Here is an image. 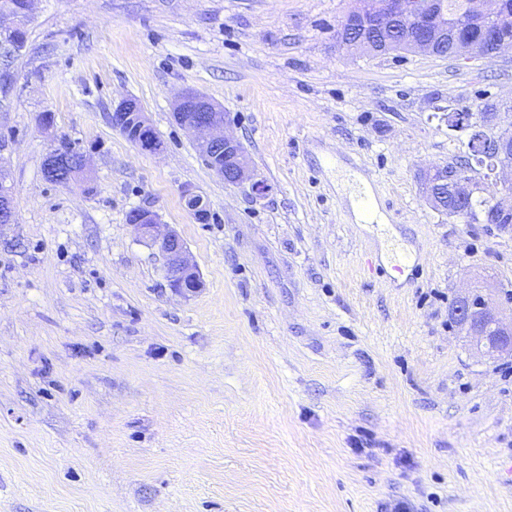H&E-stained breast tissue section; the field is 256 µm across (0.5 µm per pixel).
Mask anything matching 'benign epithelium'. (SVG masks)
<instances>
[{
    "instance_id": "benign-epithelium-1",
    "label": "benign epithelium",
    "mask_w": 512,
    "mask_h": 512,
    "mask_svg": "<svg viewBox=\"0 0 512 512\" xmlns=\"http://www.w3.org/2000/svg\"><path fill=\"white\" fill-rule=\"evenodd\" d=\"M396 23L403 25L406 36L398 41L390 37L382 39L380 51L391 53L402 46L414 53H431L435 45L444 38L463 42L459 57L465 60L482 59L492 53L499 56L502 52L512 50V38L502 34L500 27L512 25V16L503 12L501 0H468L467 23L464 25L450 21L442 10L439 0H367L356 3L343 19L336 37L338 45L353 52H364L368 47L365 33L377 26ZM200 106V113L187 118L184 112L191 107ZM173 115L180 126L195 136L196 145L203 150L209 167L228 185H239L251 178L249 157L240 141L226 133L227 116L221 114V108L215 106L199 92L192 89L181 91L173 104ZM494 129L490 138H480L479 151L484 156L490 171H512V129L499 124V113L483 114L482 126ZM112 128L127 139L150 128V123L139 103L130 97L118 101L112 110ZM64 166L82 175L89 172L87 153L76 148L68 157L47 160L45 176L59 184L69 183V177L61 175L59 167ZM422 184L426 199L437 210L443 209L441 188L458 195L463 200L471 197L481 182L468 180L459 168L448 164L435 166L422 173ZM185 207L192 212L195 219L203 223L209 217V203L194 188L185 186L180 191ZM512 196V183L503 182L501 187L493 190L491 203L501 213L512 211V205L506 199ZM129 224L150 245L157 248L164 260L165 275L170 291L182 298H189L198 293L202 286L200 274L189 257L187 247L180 236L173 230L161 231L160 214L143 207L132 213ZM483 311L486 318L492 320L501 332L506 347L512 348V322L506 323L499 316L495 307L486 300L473 304L472 295L464 294L456 306L455 315L460 326L475 336L482 335L479 327L473 325L472 314L475 310Z\"/></svg>"
}]
</instances>
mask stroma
<instances>
[{
    "label": "stroma",
    "instance_id": "1",
    "mask_svg": "<svg viewBox=\"0 0 512 512\" xmlns=\"http://www.w3.org/2000/svg\"><path fill=\"white\" fill-rule=\"evenodd\" d=\"M353 4L35 0L0 58V512H512V353L449 323L471 287L512 319V227L437 211L419 180L467 152L450 110L492 99L512 125V53H349ZM186 88L224 109L249 181L200 159ZM125 96L160 151L113 129ZM45 114L90 184L46 179ZM366 185L385 223L357 220ZM140 207L196 295L171 294ZM395 255L408 271L369 272ZM180 194L185 207L192 212L195 219L199 223H205L210 214L209 203L205 197L189 186L182 187ZM129 224L144 240L157 248L164 260L168 287L173 294L186 299L201 290L203 283L200 274L189 257L185 243L175 231H161V226L166 224H162L156 210L149 207L135 210Z\"/></svg>",
    "mask_w": 512,
    "mask_h": 512
}]
</instances>
